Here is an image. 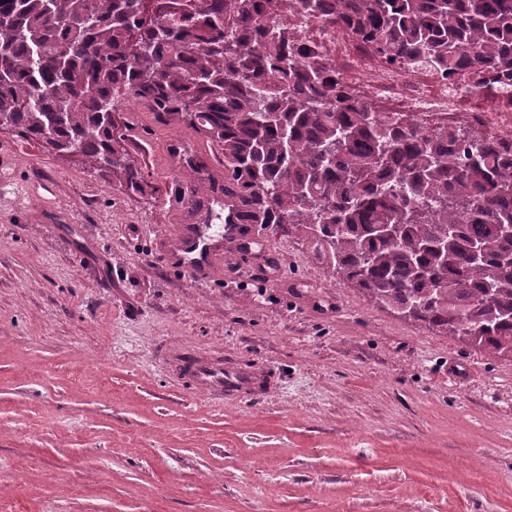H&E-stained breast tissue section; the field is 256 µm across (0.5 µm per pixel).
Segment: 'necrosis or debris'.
<instances>
[{
    "instance_id": "obj_1",
    "label": "necrosis or debris",
    "mask_w": 512,
    "mask_h": 512,
    "mask_svg": "<svg viewBox=\"0 0 512 512\" xmlns=\"http://www.w3.org/2000/svg\"><path fill=\"white\" fill-rule=\"evenodd\" d=\"M279 22L291 33L289 51L324 67L352 98L385 107L400 119L464 126L512 155V80L501 82L492 71L478 86L464 70L452 75L442 71L432 73L433 87L427 90L418 82L414 64L389 61L373 43L346 35L344 21L297 12Z\"/></svg>"
}]
</instances>
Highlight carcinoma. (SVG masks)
<instances>
[{
  "label": "carcinoma",
  "instance_id": "carcinoma-1",
  "mask_svg": "<svg viewBox=\"0 0 512 512\" xmlns=\"http://www.w3.org/2000/svg\"><path fill=\"white\" fill-rule=\"evenodd\" d=\"M0 0V115L17 135L74 151L143 194L133 96L185 125L224 163L242 224L305 232L326 273L373 304L494 356H512V160L467 129L394 120L348 101L288 54L259 0ZM336 9L380 53L479 81L512 70V0H269ZM476 242L485 244L479 258Z\"/></svg>",
  "mask_w": 512,
  "mask_h": 512
}]
</instances>
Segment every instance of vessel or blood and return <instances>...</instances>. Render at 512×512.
<instances>
[{"mask_svg": "<svg viewBox=\"0 0 512 512\" xmlns=\"http://www.w3.org/2000/svg\"><path fill=\"white\" fill-rule=\"evenodd\" d=\"M241 231L238 224L225 225L217 233L207 224H179L173 232L158 234L156 240L164 248L168 266L207 281L223 265L225 247L240 244ZM164 360L172 374H189L194 389L216 406L265 394L275 387L273 378L257 369L228 363L206 352L189 355L183 349H171L165 352Z\"/></svg>", "mask_w": 512, "mask_h": 512, "instance_id": "1", "label": "vessel or blood"}]
</instances>
